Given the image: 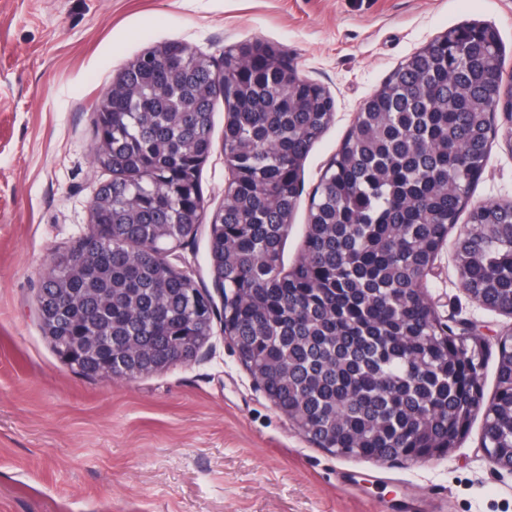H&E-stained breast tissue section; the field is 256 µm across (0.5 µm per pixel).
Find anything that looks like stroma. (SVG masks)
<instances>
[{"mask_svg": "<svg viewBox=\"0 0 512 512\" xmlns=\"http://www.w3.org/2000/svg\"><path fill=\"white\" fill-rule=\"evenodd\" d=\"M499 33L512 76V0H0V512H512V473L482 446L483 416L449 452L417 462L339 456L298 434L222 332L198 357L129 381L88 378L43 334L37 294L56 252L90 222L108 171L93 161L95 104L146 49L170 40L222 60L260 40L324 87L334 118L309 152L283 246L303 254L309 203L365 100L401 61L448 29ZM223 103L202 167L208 213L224 205ZM471 203L512 202V150L495 141ZM451 229L426 294L453 334L477 326L496 385L498 335L512 316L479 306L459 281ZM210 227L173 251L223 309Z\"/></svg>", "mask_w": 512, "mask_h": 512, "instance_id": "stroma-1", "label": "stroma"}]
</instances>
